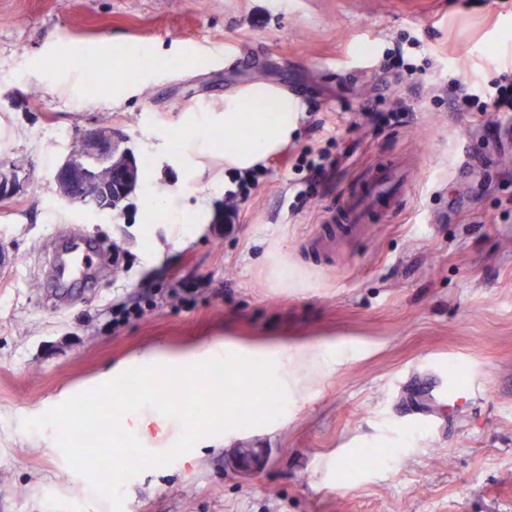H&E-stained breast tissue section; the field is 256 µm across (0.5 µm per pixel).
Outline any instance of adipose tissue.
I'll use <instances>...</instances> for the list:
<instances>
[{
	"mask_svg": "<svg viewBox=\"0 0 512 512\" xmlns=\"http://www.w3.org/2000/svg\"><path fill=\"white\" fill-rule=\"evenodd\" d=\"M75 109L84 110L109 102L120 105L127 85L123 78L105 84L98 97H86L70 74L56 80ZM298 105L288 93L264 84H253L238 94L225 97L221 107L207 112H189L181 126L186 133L180 150L167 154L165 162L148 158L143 171V193L140 197L141 220L146 224H172L177 235L192 232L195 225L206 224L212 218L210 200L222 189L212 176L213 164L241 172L251 170L257 163L279 151L293 138L298 127ZM222 128L223 144L198 141L195 132L200 128ZM181 173H189L195 182L193 194H186L183 181L164 179L162 165ZM224 348L211 345L179 355H170L153 348L135 357L130 365L112 371V386L120 388L130 370L145 374H164L170 386H178L193 369L204 363L223 364Z\"/></svg>",
	"mask_w": 512,
	"mask_h": 512,
	"instance_id": "obj_1",
	"label": "adipose tissue"
}]
</instances>
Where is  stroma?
I'll return each mask as SVG.
<instances>
[{
  "mask_svg": "<svg viewBox=\"0 0 512 512\" xmlns=\"http://www.w3.org/2000/svg\"><path fill=\"white\" fill-rule=\"evenodd\" d=\"M109 45L146 48L157 71L126 103L73 111L50 73ZM402 52L414 73L382 64ZM191 57L186 69L179 59ZM512 76V0H0V512H112L56 451L58 431H26L154 345L223 343L234 354L335 347L331 370L301 369L271 423L214 436L124 488L123 512H512V143L500 112H454L449 80L486 96ZM299 103L292 165L273 166L226 222L176 240L139 221L142 182L118 210L63 204L54 179L77 133L108 125L137 161L166 153L164 129L254 83ZM397 110L373 122L366 108ZM340 164L306 185L303 159ZM409 162L400 202L328 248L343 201ZM306 185L297 197L296 185ZM109 246L112 270L45 295L59 231ZM288 267L287 282L274 277ZM201 282L119 328L103 309L141 292ZM441 364L468 408L430 407L423 368ZM265 456L238 468L242 449Z\"/></svg>",
  "mask_w": 512,
  "mask_h": 512,
  "instance_id": "1",
  "label": "stroma"
}]
</instances>
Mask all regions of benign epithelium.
Returning <instances> with one entry per match:
<instances>
[{"label": "benign epithelium", "instance_id": "obj_1", "mask_svg": "<svg viewBox=\"0 0 512 512\" xmlns=\"http://www.w3.org/2000/svg\"><path fill=\"white\" fill-rule=\"evenodd\" d=\"M79 149L55 173L60 198L69 205L88 202L99 211H114L134 179L132 154L119 150L112 128H91L76 136Z\"/></svg>", "mask_w": 512, "mask_h": 512}]
</instances>
